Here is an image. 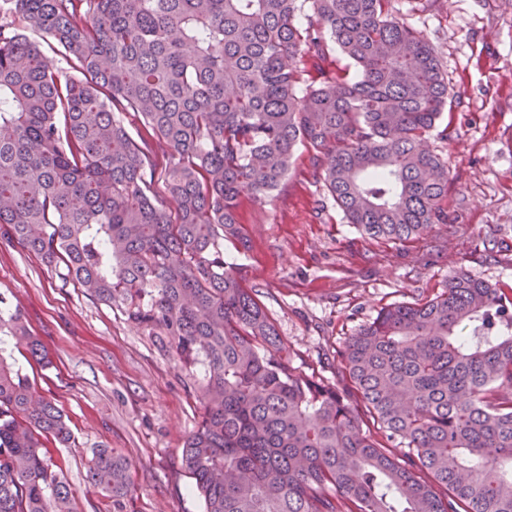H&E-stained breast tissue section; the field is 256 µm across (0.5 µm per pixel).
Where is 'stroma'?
<instances>
[{
  "instance_id": "stroma-1",
  "label": "stroma",
  "mask_w": 512,
  "mask_h": 512,
  "mask_svg": "<svg viewBox=\"0 0 512 512\" xmlns=\"http://www.w3.org/2000/svg\"><path fill=\"white\" fill-rule=\"evenodd\" d=\"M397 16L438 50L448 74L452 123L428 147L448 162V221L413 240L376 241L348 224L297 147L287 178L266 201L242 199L246 245L228 240L224 259L255 289L288 346L291 363L336 381V350L385 305L441 292L456 270L512 296V0H396ZM47 264L0 238V297L20 309L50 360L13 359L63 411L68 444L46 451L73 492L75 512H112L89 486L97 448L132 463L129 512H203L181 465L201 420L198 385L156 330L117 304L94 300Z\"/></svg>"
}]
</instances>
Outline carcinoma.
<instances>
[{
	"mask_svg": "<svg viewBox=\"0 0 512 512\" xmlns=\"http://www.w3.org/2000/svg\"><path fill=\"white\" fill-rule=\"evenodd\" d=\"M331 42L357 75L300 92ZM448 99L437 50L394 0H0V226L170 338L203 400L182 468L204 512H512L511 298L457 271L360 326L331 383L290 365L224 261V240L244 241L240 200L270 197L299 145L369 238L447 223L448 162L425 140ZM11 338L44 359L22 312L0 313V512H73L43 451L70 429L7 355ZM130 470L114 449L93 453L89 483L112 512L127 510Z\"/></svg>",
	"mask_w": 512,
	"mask_h": 512,
	"instance_id": "carcinoma-1",
	"label": "carcinoma"
}]
</instances>
